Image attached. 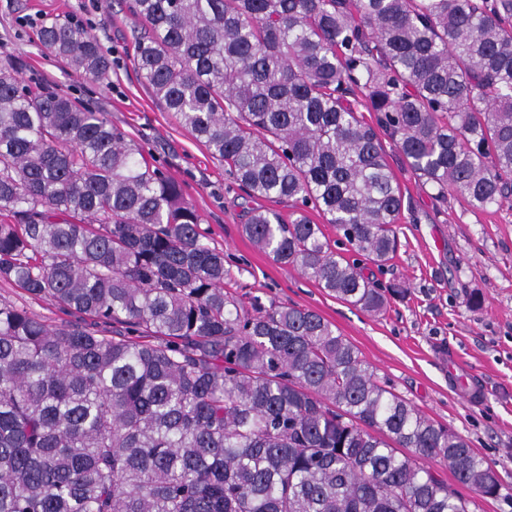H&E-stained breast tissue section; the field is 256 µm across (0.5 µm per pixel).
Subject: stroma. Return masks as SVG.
Wrapping results in <instances>:
<instances>
[{"instance_id": "1", "label": "stroma", "mask_w": 512, "mask_h": 512, "mask_svg": "<svg viewBox=\"0 0 512 512\" xmlns=\"http://www.w3.org/2000/svg\"><path fill=\"white\" fill-rule=\"evenodd\" d=\"M55 20L80 23L95 37L112 60L107 80L86 81L44 50L37 33ZM134 25L126 0H0V69L18 70L32 90L50 88L90 105L140 143L147 160L181 185L212 245L223 249L235 274L232 291L311 309L334 324L382 382L465 437L496 471L501 494L479 499L478 512H512V202L477 211L453 196L440 201L385 142L405 194L398 247L384 266L369 263L364 272L408 293L378 315L355 309L242 235L248 209L286 218L293 204L246 198L223 161L153 97L134 69ZM475 293L484 297L477 310L468 304Z\"/></svg>"}]
</instances>
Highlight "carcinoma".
<instances>
[{"mask_svg":"<svg viewBox=\"0 0 512 512\" xmlns=\"http://www.w3.org/2000/svg\"><path fill=\"white\" fill-rule=\"evenodd\" d=\"M134 65L250 198L242 234L336 299L374 264L404 194L381 129L441 201L512 195V0H129ZM42 46L92 82L112 60L54 21ZM360 92L376 125L363 121ZM0 280L50 298L51 328L0 301V512H476L495 471L383 385L310 309L244 303L180 186L101 112L0 70ZM121 324L109 336L100 324Z\"/></svg>","mask_w":512,"mask_h":512,"instance_id":"carcinoma-1","label":"carcinoma"}]
</instances>
